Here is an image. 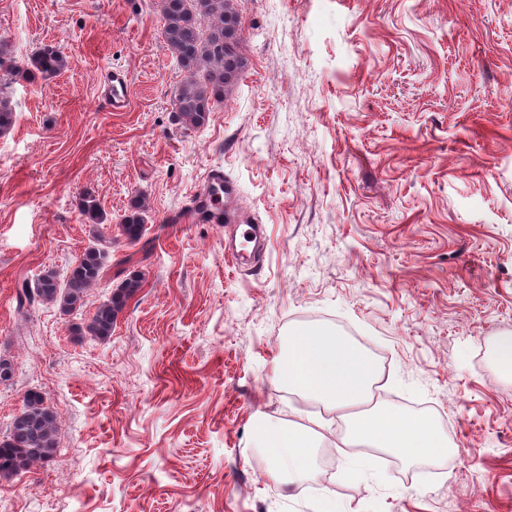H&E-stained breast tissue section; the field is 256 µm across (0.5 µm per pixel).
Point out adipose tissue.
I'll return each instance as SVG.
<instances>
[{"label": "adipose tissue", "mask_w": 512, "mask_h": 512, "mask_svg": "<svg viewBox=\"0 0 512 512\" xmlns=\"http://www.w3.org/2000/svg\"><path fill=\"white\" fill-rule=\"evenodd\" d=\"M380 377L378 365L365 351L322 325L290 333L274 373L278 386L346 421L341 444L390 453L410 463L447 460L448 437L428 417L374 402ZM325 440L318 421L307 426L260 417L253 425L254 446L274 463L271 478L285 485L318 479L315 459Z\"/></svg>", "instance_id": "ef3b65f1"}]
</instances>
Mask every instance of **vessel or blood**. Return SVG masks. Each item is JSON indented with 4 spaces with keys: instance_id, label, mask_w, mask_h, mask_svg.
Instances as JSON below:
<instances>
[{
    "instance_id": "1",
    "label": "vessel or blood",
    "mask_w": 512,
    "mask_h": 512,
    "mask_svg": "<svg viewBox=\"0 0 512 512\" xmlns=\"http://www.w3.org/2000/svg\"><path fill=\"white\" fill-rule=\"evenodd\" d=\"M128 79L124 71L112 70L105 81L102 94L113 110L127 106ZM237 196L235 184L226 179L220 167L209 169L206 185L196 196L184 220L191 224H226L231 228L224 238V254L232 260L245 259L258 253L264 246L261 225L250 223L248 217L234 205Z\"/></svg>"
}]
</instances>
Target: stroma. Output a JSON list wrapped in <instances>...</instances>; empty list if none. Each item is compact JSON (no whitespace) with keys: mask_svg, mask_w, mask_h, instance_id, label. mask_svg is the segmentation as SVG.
Here are the masks:
<instances>
[{"mask_svg":"<svg viewBox=\"0 0 512 512\" xmlns=\"http://www.w3.org/2000/svg\"><path fill=\"white\" fill-rule=\"evenodd\" d=\"M233 3L244 68L191 128L162 0H0L14 63L69 59L49 80L0 68V435L34 388L58 424L54 459L0 476V512H512V372L492 358L512 334V0ZM112 68L122 112L99 95ZM214 166L265 227L263 259L234 264L223 227L179 223ZM87 188L115 227L146 198L141 239L113 232L80 311L18 308L87 246ZM132 274L111 339L73 335ZM311 322L386 356L377 398L453 445L442 483L376 451L350 475L326 447L318 482L270 480L256 417L344 429L272 381ZM31 65L43 79L59 75L67 66L66 58L54 47L46 46L31 58Z\"/></svg>","mask_w":512,"mask_h":512,"instance_id":"35a3bbf8","label":"stroma"}]
</instances>
